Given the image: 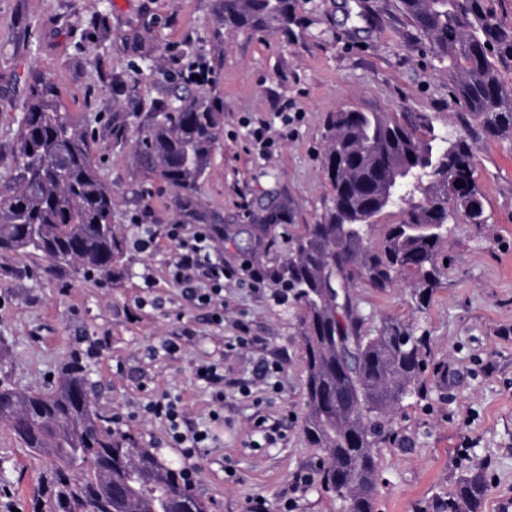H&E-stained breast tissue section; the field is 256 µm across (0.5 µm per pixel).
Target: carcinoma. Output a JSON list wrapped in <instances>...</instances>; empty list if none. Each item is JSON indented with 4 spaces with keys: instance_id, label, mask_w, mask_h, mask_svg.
I'll return each mask as SVG.
<instances>
[{
    "instance_id": "carcinoma-1",
    "label": "carcinoma",
    "mask_w": 512,
    "mask_h": 512,
    "mask_svg": "<svg viewBox=\"0 0 512 512\" xmlns=\"http://www.w3.org/2000/svg\"><path fill=\"white\" fill-rule=\"evenodd\" d=\"M420 41L454 75L451 93L482 121L484 134H512V102L505 99L498 62L512 59V27L489 0H401ZM226 29L288 31L293 0H216ZM136 148L173 189L179 208L199 221L195 192L215 147L223 104L201 96L150 102ZM324 165L333 190L327 218L290 239V256L277 270L303 309L306 366L303 432L323 457L320 481L331 493L350 488L348 512H374L378 461L374 449L395 439L394 413L420 390L427 339L416 327L389 318L363 329L350 288L358 281L393 286L411 274L418 306L443 276L438 255L448 224L462 217L443 191L448 163L473 177L466 137L437 135L425 118L338 112L330 122ZM15 165L0 182V251L43 256L49 268L73 276L112 273L122 253L112 228V186L101 177L92 137L60 104L54 87L30 76L28 101L16 120ZM400 172L397 191L381 200L386 181ZM397 208L404 218L374 238L375 218ZM0 421L24 447L49 455L70 472L60 478L58 502L72 512H208L181 470L150 448L103 427L88 401L84 368L74 362L49 394L0 387ZM486 482L478 470L462 475L439 512H479Z\"/></svg>"
}]
</instances>
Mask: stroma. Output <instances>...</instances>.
<instances>
[{
	"label": "stroma",
	"instance_id": "stroma-1",
	"mask_svg": "<svg viewBox=\"0 0 512 512\" xmlns=\"http://www.w3.org/2000/svg\"><path fill=\"white\" fill-rule=\"evenodd\" d=\"M296 25L275 33L225 30L214 0H0V178L14 162V119L27 77L42 73L64 108L92 132L100 172L114 190L112 225L122 254L107 277L49 270L40 256L0 252V384L50 391L80 357L94 407L126 414L121 433L193 480L209 512H342L319 484L321 454L302 429L306 368L302 311L282 297L275 272L288 238L323 220L332 189L323 167L328 123L344 108L428 115L435 133L468 132L486 223L451 224L444 276L425 306L416 281L351 291L365 328L398 318L426 330L424 395L403 402L398 439L376 449L374 512H425L467 468L487 484L481 512H512V135L486 138L450 93L400 0H295ZM207 63L209 82L187 81ZM178 93L219 97L224 114L195 199L217 220L213 261L231 270L224 318L188 299L168 276L167 225L192 235L172 191L135 151L136 102ZM264 127L268 147L252 131ZM158 236L147 251L142 225ZM266 272L252 287L245 266ZM182 340L176 355L165 340ZM247 331L254 342L227 349ZM224 363V400L197 382V365ZM249 386L251 396L240 393ZM176 398L188 428L212 439L193 458L167 445L164 422L144 416L151 398ZM53 460L32 453L0 422V512H62Z\"/></svg>",
	"mask_w": 512,
	"mask_h": 512
}]
</instances>
